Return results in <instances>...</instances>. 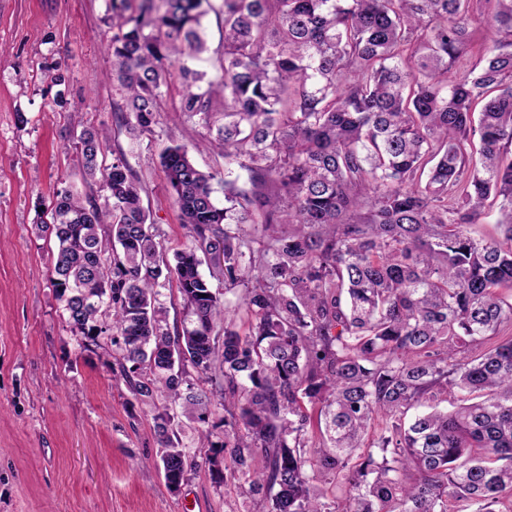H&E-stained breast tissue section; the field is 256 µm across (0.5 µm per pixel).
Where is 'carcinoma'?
Wrapping results in <instances>:
<instances>
[{
    "label": "carcinoma",
    "instance_id": "carcinoma-1",
    "mask_svg": "<svg viewBox=\"0 0 512 512\" xmlns=\"http://www.w3.org/2000/svg\"><path fill=\"white\" fill-rule=\"evenodd\" d=\"M495 2L484 64L457 73L470 0H224L220 79L181 103L224 98V177L185 144L161 155L185 230L172 264L126 160L102 174L105 209L56 193L39 230L71 332L107 337L141 402L181 405L155 416L169 488L205 465L264 512H501L512 497V0ZM202 5L112 0L132 129L153 132L172 71L203 80L188 66ZM72 127L92 177L100 134ZM491 196L503 239H476ZM166 287L185 310L172 329ZM184 419L213 454L189 456Z\"/></svg>",
    "mask_w": 512,
    "mask_h": 512
}]
</instances>
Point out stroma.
Here are the masks:
<instances>
[{
	"label": "stroma",
	"mask_w": 512,
	"mask_h": 512,
	"mask_svg": "<svg viewBox=\"0 0 512 512\" xmlns=\"http://www.w3.org/2000/svg\"><path fill=\"white\" fill-rule=\"evenodd\" d=\"M110 0H0V512H251L253 505L208 467L170 490L157 464L155 411L112 376L103 349L84 350L50 286L48 252L35 224L65 187L104 202L67 150L69 115L103 136L105 164L124 157L160 244L183 242L160 166L187 144L195 165L223 173L210 141L220 112L181 109L172 75L152 133L133 134L116 107L108 44L118 21ZM223 0H209L198 68L220 74Z\"/></svg>",
	"instance_id": "1"
}]
</instances>
